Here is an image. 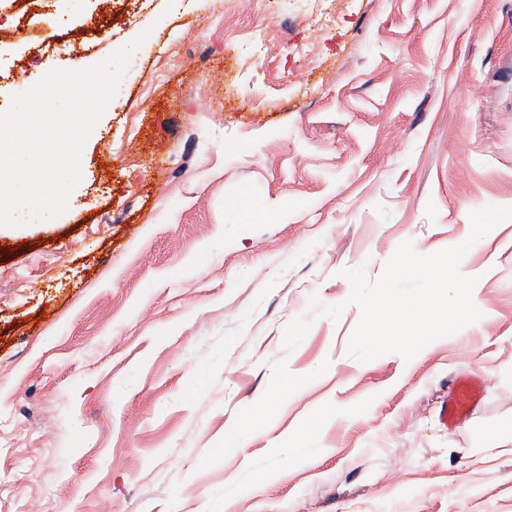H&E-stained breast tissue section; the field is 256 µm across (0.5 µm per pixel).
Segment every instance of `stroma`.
Here are the masks:
<instances>
[{"mask_svg": "<svg viewBox=\"0 0 512 512\" xmlns=\"http://www.w3.org/2000/svg\"><path fill=\"white\" fill-rule=\"evenodd\" d=\"M43 8L66 35L0 0L2 108L147 40L67 211L0 226V512H512V220L462 261L482 318L408 361L349 355L341 275L512 206V0ZM313 294L346 308L285 351ZM480 391L474 379L452 378L448 382V395L440 407L443 424L456 427L479 401Z\"/></svg>", "mask_w": 512, "mask_h": 512, "instance_id": "35a3bbf8", "label": "stroma"}]
</instances>
